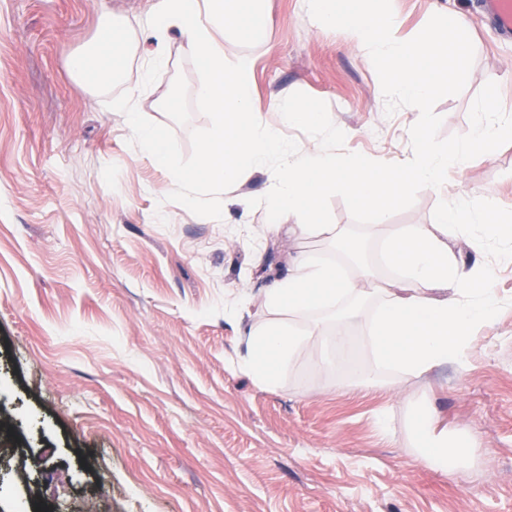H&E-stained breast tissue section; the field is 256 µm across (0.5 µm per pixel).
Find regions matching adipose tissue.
<instances>
[{
	"instance_id": "obj_1",
	"label": "adipose tissue",
	"mask_w": 512,
	"mask_h": 512,
	"mask_svg": "<svg viewBox=\"0 0 512 512\" xmlns=\"http://www.w3.org/2000/svg\"><path fill=\"white\" fill-rule=\"evenodd\" d=\"M261 17V0H156L146 20L154 37L178 28L204 75L196 95L212 114V130L196 163L180 170L176 179L189 201L222 192L244 173L262 171L275 157L280 168L265 201L268 211L309 216V223L285 230L297 237L310 235L342 244L352 254L359 248L357 239L318 221L323 189H341L356 205L383 212L413 185L446 186L462 173L473 150H488L501 138H512L511 124L482 120L459 144L439 150L422 120L411 130L415 153L390 172L370 159L343 163L323 150L283 144L276 129L253 107L252 58L224 54V34L251 39ZM133 47L127 23L106 16L92 41L71 55L68 70L90 91L104 92L123 79ZM462 218L460 208L446 204L436 223L399 226L384 243V262L395 275L394 282L385 286L379 285L369 263L328 262L306 253L292 258L287 274L265 290L264 303L277 319L252 330L248 369L260 381L275 383L308 345L310 332L295 325V317L314 311L343 312L344 323L326 339L328 345L342 347L349 339L347 321L359 315L357 303L371 299L377 302L369 332L376 363L358 370L354 377L358 388L378 387L382 368L419 379L439 364L466 363L473 328L494 321L499 299L488 286L489 270L467 265L448 243L449 233L469 232ZM412 436L415 460L427 469L454 474L468 457V449L449 441L446 433L435 432L428 409L415 415Z\"/></svg>"
}]
</instances>
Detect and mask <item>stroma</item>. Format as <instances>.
I'll return each mask as SVG.
<instances>
[{"label":"stroma","instance_id":"stroma-1","mask_svg":"<svg viewBox=\"0 0 512 512\" xmlns=\"http://www.w3.org/2000/svg\"><path fill=\"white\" fill-rule=\"evenodd\" d=\"M463 14L475 56L462 93L439 100L440 137L512 116V41L478 0H392L400 36L430 6ZM149 0H0V512H512V265L479 232L454 240L467 263L492 269V325L473 330L467 364L420 383L382 370L374 391L336 388L310 352L267 385L247 369L246 331L269 320L262 292L313 237L262 235L271 172L193 207L175 187L212 115L177 31L152 84L131 63L124 84L91 93L67 71L105 15L137 27ZM259 35L225 39L254 61V105L285 142L341 159L399 166L414 150L411 108L386 115L377 74L350 32L319 27L306 0H265ZM131 95L163 131L160 165L113 101ZM309 106L346 128L286 126ZM512 217V138L473 151L448 188L414 185L387 211L326 189L321 221L366 250L400 224H433L444 200ZM437 431L466 437L468 471L446 477L414 461L417 404ZM388 426H381L380 415Z\"/></svg>","mask_w":512,"mask_h":512}]
</instances>
